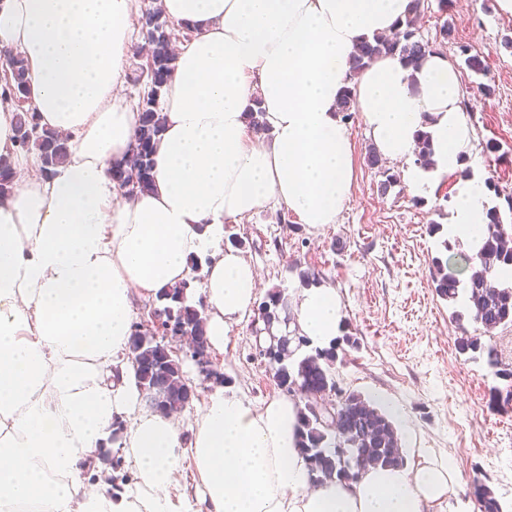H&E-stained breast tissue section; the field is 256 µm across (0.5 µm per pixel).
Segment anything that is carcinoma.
I'll use <instances>...</instances> for the list:
<instances>
[{
	"mask_svg": "<svg viewBox=\"0 0 512 512\" xmlns=\"http://www.w3.org/2000/svg\"><path fill=\"white\" fill-rule=\"evenodd\" d=\"M425 10V0H411V8L398 30L391 37L376 36L364 40L349 61V81L376 58L397 54L406 66L416 69L437 45L422 38L418 21ZM145 42L150 47L146 73H137L133 82L145 83V91L138 102L139 126L136 143L125 165L112 172L113 180L130 192L145 191L153 182V155L164 130L160 97L176 67L172 51V23L163 9L152 7L142 11L138 18ZM465 67L476 73L486 71L484 59L461 48ZM9 78L0 84L3 94L14 101V142L16 152H36L40 170L49 175L63 163L69 153L68 140L41 125L37 112L30 106L28 64L17 53L5 58ZM338 112L344 119L352 118L355 100L352 88L347 86L339 99ZM415 164L425 168L432 164L429 134H416ZM15 171L12 158L0 156V195H8L14 186ZM467 279L458 278L457 270L447 264L436 263L433 284L438 295L455 301L459 292L468 294V306L476 323L485 330L512 324V287L502 285L497 271L512 267V223L503 221L499 208L486 210L483 244L476 255L464 256ZM201 282L195 276L161 291L152 302L154 313L163 325L171 324L188 336H206V308L203 302L190 301L191 284ZM264 317L268 322L279 319L278 309L283 304L282 294L271 291L265 300ZM132 325L130 355L138 383L145 392L152 391L164 404L163 411L184 408L182 401L187 378L180 360L169 355L163 338L138 331ZM309 346L301 337L294 348L277 349L275 361H267L268 368L286 381L298 383L309 392L328 391L336 396L337 422L328 416L316 414L307 398H299L303 406L298 410V446L305 456L315 482L353 481L358 477L356 460L375 466H399L404 462L397 428L391 417L373 400L355 392H345L336 380V344L316 348L304 355L298 351ZM474 496L481 503V512H500L498 501L479 481L473 482Z\"/></svg>",
	"mask_w": 512,
	"mask_h": 512,
	"instance_id": "1",
	"label": "carcinoma"
}]
</instances>
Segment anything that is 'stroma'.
<instances>
[{
  "instance_id": "obj_1",
  "label": "stroma",
  "mask_w": 512,
  "mask_h": 512,
  "mask_svg": "<svg viewBox=\"0 0 512 512\" xmlns=\"http://www.w3.org/2000/svg\"><path fill=\"white\" fill-rule=\"evenodd\" d=\"M450 37H443L442 27ZM421 35L460 67L461 92L469 103L473 129L471 164L488 185L489 205L507 211L512 198V15L498 0H427ZM484 56L488 69L478 76L459 64L460 45ZM495 89L474 96L477 83ZM353 144L354 182L350 200L335 223L314 229L298 223L279 203L233 222L243 240L241 255L259 273L257 299L277 290L295 299L301 286L296 267L319 270L323 284L336 289L343 306L341 338L336 342V374L344 387L375 398L393 417L404 459L426 449L452 460L461 484L450 503L431 512H478L474 481L494 494L503 512H512V407L500 405L507 380L496 376L486 349L495 347L512 365V325L484 332L465 301H448L435 291L436 262L469 253L467 242L448 239L445 226L457 193V178L441 176L428 192L404 178L413 160L390 162L401 180L380 195L378 170L366 156L372 145L361 118L347 123ZM500 146L487 153V141ZM250 318L229 326L223 353L207 359L242 400L259 407L284 397L258 357ZM479 337L478 350L460 353L461 336Z\"/></svg>"
}]
</instances>
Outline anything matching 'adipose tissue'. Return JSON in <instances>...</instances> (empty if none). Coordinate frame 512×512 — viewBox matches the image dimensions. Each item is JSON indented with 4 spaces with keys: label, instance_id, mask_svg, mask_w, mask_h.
<instances>
[{
    "label": "adipose tissue",
    "instance_id": "ef3b65f1",
    "mask_svg": "<svg viewBox=\"0 0 512 512\" xmlns=\"http://www.w3.org/2000/svg\"><path fill=\"white\" fill-rule=\"evenodd\" d=\"M135 2L0 0V49L24 57L42 125L69 138L51 176L15 158V188L0 197V512H189L177 492L187 453L205 512H428L456 496L451 465L426 458L314 483L287 397L255 408L215 388L183 438L178 417L145 404L129 337L135 300L188 278L204 254L197 295L223 351L257 288L255 267L221 244L225 221L276 201L310 227L335 223L354 180L337 113L346 85L383 158L412 157L417 131L429 133L435 165L410 169L412 188L458 172L471 131L457 68L442 54L416 69L387 55L347 82L357 45L391 31L411 0H163L191 35L161 99L154 185L127 197L112 169L139 123L123 80ZM256 103L268 134L248 125ZM487 206L481 174H460L449 237L479 249ZM294 317L324 347L342 303L334 288H307ZM106 450L124 455L133 485L78 479Z\"/></svg>",
    "mask_w": 512,
    "mask_h": 512
}]
</instances>
